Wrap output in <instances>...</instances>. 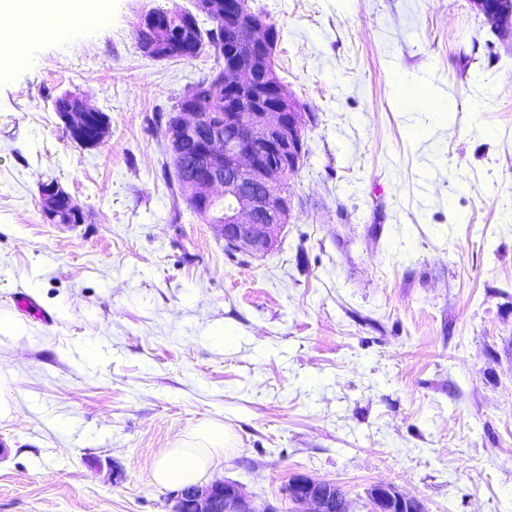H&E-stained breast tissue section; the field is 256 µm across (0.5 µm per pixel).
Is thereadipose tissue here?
<instances>
[{"instance_id": "adipose-tissue-1", "label": "adipose tissue", "mask_w": 512, "mask_h": 512, "mask_svg": "<svg viewBox=\"0 0 512 512\" xmlns=\"http://www.w3.org/2000/svg\"><path fill=\"white\" fill-rule=\"evenodd\" d=\"M34 4L44 16L60 19L84 11V0H0V20L15 21L26 4ZM234 438L218 422H206L160 449L151 471L156 485L185 487L202 482L220 471Z\"/></svg>"}]
</instances>
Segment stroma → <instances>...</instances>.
Here are the masks:
<instances>
[{"mask_svg":"<svg viewBox=\"0 0 512 512\" xmlns=\"http://www.w3.org/2000/svg\"><path fill=\"white\" fill-rule=\"evenodd\" d=\"M250 4L313 116L264 257L227 255L151 122L223 64L139 48L142 15L195 0L12 25L33 34L0 69V310H37L31 336L0 334V512H169L156 454L206 421L235 441L218 479L277 512L296 472L351 512L378 483L512 512V40L472 0ZM65 91L110 116L99 146L66 133ZM50 180L81 223L45 219Z\"/></svg>","mask_w":512,"mask_h":512,"instance_id":"1","label":"stroma"}]
</instances>
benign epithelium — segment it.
<instances>
[{
	"mask_svg": "<svg viewBox=\"0 0 512 512\" xmlns=\"http://www.w3.org/2000/svg\"><path fill=\"white\" fill-rule=\"evenodd\" d=\"M502 39L512 37V0H472ZM196 0L198 13L224 18V29L242 43L224 53V111H210L207 85H197L171 113L167 124V150L177 161L188 199L224 240V249L264 257L277 246L293 210L285 192L288 178L298 169L304 153V129L312 114L301 111L271 64L278 37L265 16L249 0ZM161 12L142 16L140 28H152L157 40L142 45L153 59H165L162 48L180 41L185 54L196 55L201 46L189 39L196 16L179 15L175 22L159 21ZM70 138L93 148L104 139L109 116L86 106L80 112H61ZM68 196L58 183L40 186L44 216L53 224L68 218L58 208ZM297 512H350L340 487L303 472L294 473L286 487ZM373 512H425L423 504L390 484L367 489ZM170 512H274V508L248 496L230 480L206 486H187L172 495Z\"/></svg>",
	"mask_w": 512,
	"mask_h": 512,
	"instance_id": "7a95c632",
	"label": "benign epithelium"
}]
</instances>
